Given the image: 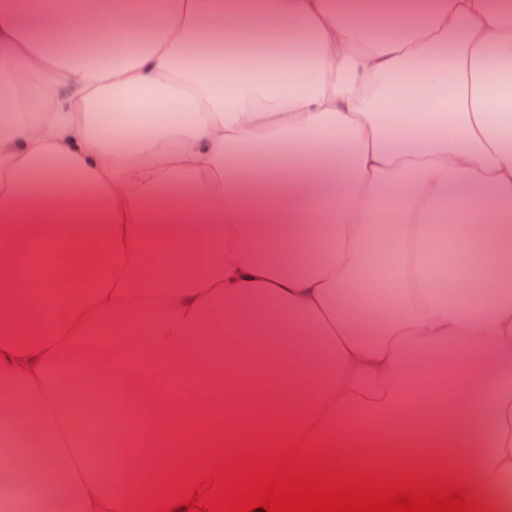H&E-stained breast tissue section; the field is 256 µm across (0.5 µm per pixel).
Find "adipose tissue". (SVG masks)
Returning <instances> with one entry per match:
<instances>
[{"label":"adipose tissue","instance_id":"ef3b65f1","mask_svg":"<svg viewBox=\"0 0 512 512\" xmlns=\"http://www.w3.org/2000/svg\"><path fill=\"white\" fill-rule=\"evenodd\" d=\"M68 416L108 426L79 471ZM312 418L308 452L512 512V0H0L12 489L185 512Z\"/></svg>","mask_w":512,"mask_h":512}]
</instances>
